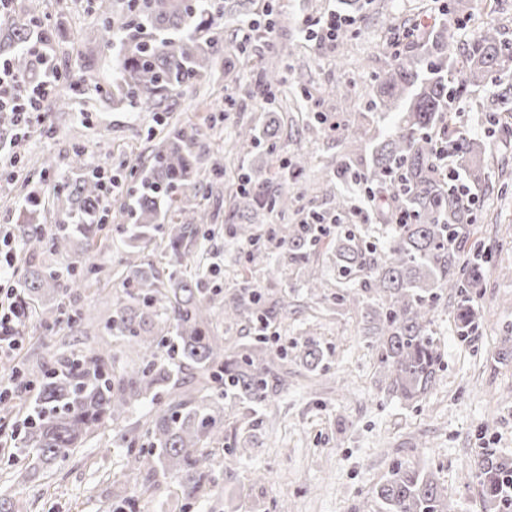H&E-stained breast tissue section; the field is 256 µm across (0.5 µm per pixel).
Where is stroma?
Masks as SVG:
<instances>
[{"label":"stroma","mask_w":512,"mask_h":512,"mask_svg":"<svg viewBox=\"0 0 512 512\" xmlns=\"http://www.w3.org/2000/svg\"><path fill=\"white\" fill-rule=\"evenodd\" d=\"M118 0H17L15 11L0 17V27L23 21L36 9L55 29L54 63L79 81L85 60H93L100 80L112 74V49L98 33L96 18L116 13ZM275 23L274 42L243 38L239 25L225 27L223 45L239 55L229 74L208 80L181 94L175 117L196 124L204 133L202 164L224 165V176L201 189L191 206L206 208L214 236L192 252L191 261L220 266L217 277L225 291L245 280L257 288H278L288 301V330L280 346L288 352L282 366L288 386L262 406L224 402V439L213 451L214 462L204 497L183 505L174 480L154 482L149 472L136 481L124 477L128 451L147 449L142 428L143 408H136L117 428L99 430L70 457L47 473L27 472L17 447L23 405L37 394L33 385L41 370L80 351L108 345L112 368L119 371L131 352L106 333L105 289L81 288L65 296L66 308H81L95 319L87 331L66 325L48 327L30 318L20 332L12 363L20 371L15 396L0 405V498L22 512H113L116 499L133 496L131 512H374L373 495L388 471L397 465L432 471L448 493L455 512H489L474 476L473 458L486 448L512 459V360H500L499 350L512 337V114L499 113L488 124L484 91L460 102L452 114L458 134L488 141L489 179L477 189L474 237L493 247L494 262L481 287L473 289L482 326L472 340L460 341L453 320L455 301L443 296L433 330L441 354L435 385L416 403L389 393L378 372L377 355L363 334L362 312L338 305L343 286L328 258L319 267L325 286L309 292L303 274L294 267L250 268L244 250L229 230L237 223L227 195L236 190L243 166L263 167L265 146L242 158L229 151L240 126L261 124L264 107L249 99L230 103L236 86L251 84L258 64L279 65V49H290L287 84L303 80L311 100L275 101L281 115L280 158L308 154L311 162L299 177L305 212H330L334 205L315 185L324 164L337 160L351 146L341 132L326 133L310 119L318 110L339 125L369 111L375 79L390 66L397 49L396 29L438 10L436 0H360L356 24L340 44L310 37L315 24L338 9L337 0H270ZM466 31L494 23L512 39V0H465L459 12ZM45 123L15 146L23 184L0 188V225L14 226L28 193H35L37 210L46 227L58 216L52 205L58 182L72 180L69 161L75 150L89 163H105L116 177L106 203L109 238L92 247V261L121 272L127 248L122 226L126 216L129 173L150 154L155 142L147 136L157 127L150 112H123L109 107L95 93L73 99L58 110L45 101ZM54 155L56 171L41 166ZM315 337L326 349L323 370L311 372L300 363L299 345ZM248 443L245 457L234 455Z\"/></svg>","instance_id":"1"}]
</instances>
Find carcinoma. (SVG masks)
Wrapping results in <instances>:
<instances>
[{
  "mask_svg": "<svg viewBox=\"0 0 512 512\" xmlns=\"http://www.w3.org/2000/svg\"><path fill=\"white\" fill-rule=\"evenodd\" d=\"M126 16L117 23L103 14L100 33L115 42L112 77L105 84L89 80V86L105 102L127 112L173 111V98L181 91L216 72L226 70L230 59L222 54L216 19L224 22L234 14L215 0H125ZM39 37L52 45V30L35 12L0 39V53L9 56L15 70L34 82L43 77L35 67L28 45ZM403 49L371 88L375 109L386 116L399 113L396 129L368 137L372 116L363 114L356 125L346 126V137L369 141L370 165L360 166L350 151L325 169L323 181L364 183L389 191L390 204L380 211L379 234L355 224H336L332 238V263L339 278H361V286L337 295L338 304L362 311L364 333L372 337L380 373L389 392L405 402L418 400L437 378L439 356L432 326L439 299L455 296L456 332L465 342L479 330L480 315L472 305L470 290L485 279L491 251L480 261H465L460 248L473 224L468 198L448 192V179L441 164L448 151L447 114L454 104L486 89L491 108L512 112V41L495 25L480 28L468 40L460 37L458 19L448 16L424 29L404 28ZM279 71L259 68L254 84L246 91L251 98L279 92ZM75 85L60 77L54 88V104L66 106ZM280 125L273 116L257 129H239L235 148L249 154L260 141L269 142L270 160L277 165L274 191L270 179L252 169L240 174V185L230 196L241 222L233 236L245 247L249 265L273 261L299 265L310 292L321 287L315 257L322 243L317 225L275 224L266 233L251 222L259 210L281 215L297 208L303 194L292 193L294 173L306 168L308 159L293 162L275 153ZM149 161L132 175L133 184L124 204L132 224L126 228L125 290L112 295V316L105 322L108 333L141 353V362L119 375L105 372L112 361L106 351L90 350L61 371L43 375L28 427L19 447L36 472L67 459L99 428L117 427L127 414L144 403L154 405L168 390L179 391L164 408H157L147 422L150 450L129 453L127 470L142 468L177 481L182 500L191 502L204 491L212 467L213 449L224 434V407L228 396L261 406L283 389V351L270 344L267 331L282 324L288 302L272 289L265 292L244 281L232 292L219 285L208 286L204 273L183 268L188 245L212 238L206 229L207 209L186 210L184 202L197 195L200 176L199 129L179 120L166 122ZM456 165L465 180L481 186L488 175L486 146L477 138H462L453 144ZM54 203L61 220L46 230L37 210L21 209L18 238L33 252L68 253L75 240L89 247L107 238L108 208L99 179L90 172L54 189ZM410 223L398 224L400 213ZM163 247L166 266L160 269L139 261L140 253ZM24 274L17 293L18 304L31 313L36 300L48 295L63 297L75 288L101 282L103 269L84 256L74 257L66 269L22 261ZM227 324L247 322L258 331L255 342L229 346L214 325L216 310ZM67 315V327L83 324L84 313H65L61 305L44 306L47 324ZM172 336V357L157 354V338ZM325 352L308 337L302 345V362L310 371L322 369ZM184 366L198 370L202 381L185 387L179 378ZM481 493L492 512H512L501 494L502 482L512 481V461L488 452L474 459ZM377 512H453L448 493L432 471L392 468L375 490Z\"/></svg>",
  "mask_w": 512,
  "mask_h": 512,
  "instance_id": "1",
  "label": "carcinoma"
}]
</instances>
